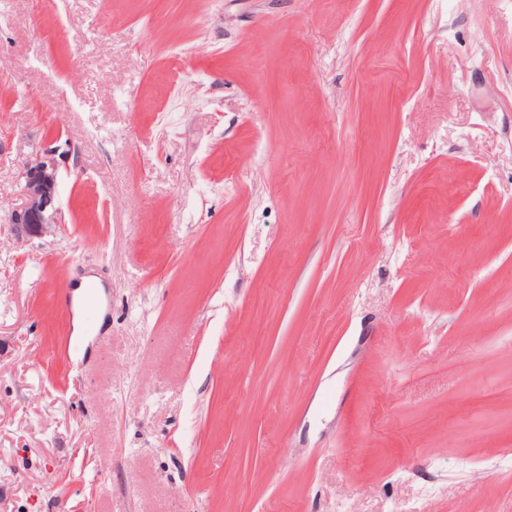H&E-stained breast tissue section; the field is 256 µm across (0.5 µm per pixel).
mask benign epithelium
<instances>
[{
	"label": "benign epithelium",
	"mask_w": 512,
	"mask_h": 512,
	"mask_svg": "<svg viewBox=\"0 0 512 512\" xmlns=\"http://www.w3.org/2000/svg\"><path fill=\"white\" fill-rule=\"evenodd\" d=\"M59 160V148L48 145L23 163V202L9 216L17 239L50 235L61 223L57 206Z\"/></svg>",
	"instance_id": "obj_1"
}]
</instances>
